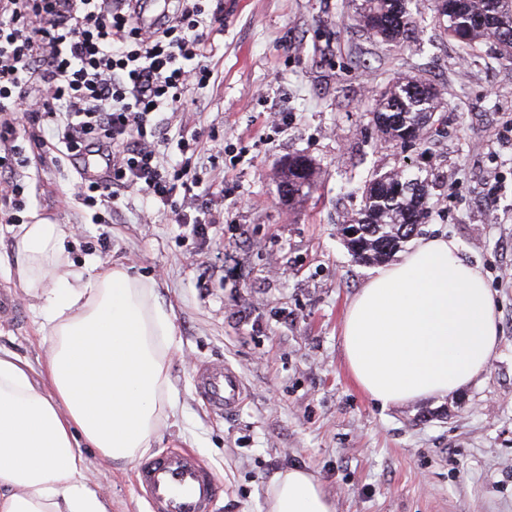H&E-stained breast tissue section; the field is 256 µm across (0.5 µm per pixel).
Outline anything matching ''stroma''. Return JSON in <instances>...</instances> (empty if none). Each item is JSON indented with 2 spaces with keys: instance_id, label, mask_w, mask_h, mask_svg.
Here are the masks:
<instances>
[{
  "instance_id": "35a3bbf8",
  "label": "stroma",
  "mask_w": 512,
  "mask_h": 512,
  "mask_svg": "<svg viewBox=\"0 0 512 512\" xmlns=\"http://www.w3.org/2000/svg\"><path fill=\"white\" fill-rule=\"evenodd\" d=\"M217 86L171 122L200 136L194 163L211 186L218 220L210 241L179 237L168 213L127 195L111 223L96 224L77 198L69 165L21 169L32 209L67 230L73 268L121 264L156 279L171 306L175 344L169 388L177 406L153 453L187 448L215 472L217 512H266L271 476L300 466L336 512H512V61L486 45L470 51L445 35L431 0H409L404 44L358 21L356 0H222ZM410 77L434 85L443 122L419 145L387 140L371 114L385 87ZM288 114L280 131L266 116ZM247 154L226 164L223 147ZM315 160L309 198L282 203L278 180L293 155ZM429 174L421 235L455 239L481 269L500 342L486 372L465 389L380 407L348 373L346 310L376 265L356 261L340 227L360 209L372 173ZM14 238L0 223V294L19 316L0 317V350L39 367L47 345L40 302L9 277ZM237 370L246 395L215 417L192 385L195 363ZM110 512H148L131 465L83 451Z\"/></svg>"
}]
</instances>
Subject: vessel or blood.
Masks as SVG:
<instances>
[{"mask_svg": "<svg viewBox=\"0 0 512 512\" xmlns=\"http://www.w3.org/2000/svg\"><path fill=\"white\" fill-rule=\"evenodd\" d=\"M193 385L218 415L237 409L244 399L241 376L221 362L198 363ZM134 477L148 512H215L222 491L213 469L184 448L168 449L137 462Z\"/></svg>", "mask_w": 512, "mask_h": 512, "instance_id": "vessel-or-blood-1", "label": "vessel or blood"}]
</instances>
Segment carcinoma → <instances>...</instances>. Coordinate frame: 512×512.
<instances>
[{
	"mask_svg": "<svg viewBox=\"0 0 512 512\" xmlns=\"http://www.w3.org/2000/svg\"><path fill=\"white\" fill-rule=\"evenodd\" d=\"M451 13L444 18L448 36L464 50L476 42L491 40L512 49V0H451ZM358 16L362 25L387 42L406 39L409 21L405 0H361ZM440 101L434 88L414 79L392 84L378 100L373 120L389 139L405 145L422 141L433 126ZM316 185V164L305 156L288 159L282 171L280 190L290 201L311 195ZM428 218L426 180L405 171L371 177L364 186L363 205L341 231H353L346 244L356 260L384 262L392 258L419 232Z\"/></svg>",
	"mask_w": 512,
	"mask_h": 512,
	"instance_id": "obj_1",
	"label": "carcinoma"
}]
</instances>
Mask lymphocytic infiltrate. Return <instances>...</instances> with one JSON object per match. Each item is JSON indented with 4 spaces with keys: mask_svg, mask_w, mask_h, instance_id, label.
Masks as SVG:
<instances>
[{
    "mask_svg": "<svg viewBox=\"0 0 512 512\" xmlns=\"http://www.w3.org/2000/svg\"><path fill=\"white\" fill-rule=\"evenodd\" d=\"M144 0H0V220L20 223L30 192L17 176L31 158L18 128L45 126L40 148L56 161L104 154L105 171L78 197L94 223L134 191L178 227L206 240L213 217L190 155L198 136L164 122L213 86V43L224 11L212 0H175L170 16L141 27ZM177 146L182 160L164 166Z\"/></svg>",
    "mask_w": 512,
    "mask_h": 512,
    "instance_id": "f902f5d3",
    "label": "lymphocytic infiltrate"
}]
</instances>
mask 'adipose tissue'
I'll use <instances>...</instances> for the list:
<instances>
[{"label": "adipose tissue", "instance_id": "obj_1", "mask_svg": "<svg viewBox=\"0 0 512 512\" xmlns=\"http://www.w3.org/2000/svg\"><path fill=\"white\" fill-rule=\"evenodd\" d=\"M63 225H19V283L41 299L48 350L39 376L0 353V512H108L86 479L82 447L115 463L150 450L173 411L170 312L154 278L114 265L65 270ZM498 344L492 297L455 240L423 237L380 269L350 305L344 355L359 389L381 406L461 390ZM267 512H336L306 468L275 473Z\"/></svg>", "mask_w": 512, "mask_h": 512}]
</instances>
